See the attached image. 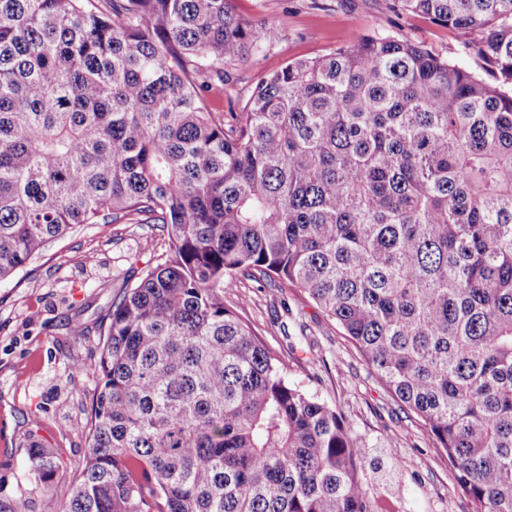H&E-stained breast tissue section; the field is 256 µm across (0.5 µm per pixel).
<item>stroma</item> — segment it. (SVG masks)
I'll use <instances>...</instances> for the list:
<instances>
[{
  "label": "stroma",
  "mask_w": 512,
  "mask_h": 512,
  "mask_svg": "<svg viewBox=\"0 0 512 512\" xmlns=\"http://www.w3.org/2000/svg\"><path fill=\"white\" fill-rule=\"evenodd\" d=\"M246 19L271 18L280 40L231 66V84L213 82L209 111H242L259 78L286 63L329 53L368 36L407 38L470 66L455 34L397 0H233ZM168 251L152 224H82L47 245L27 267L0 280V499L17 512H63L85 463L86 423L97 381L90 366L102 347L112 300ZM233 307L284 364L290 381L335 405L344 424L376 449L384 480L360 475L385 512H472L442 448L398 402L316 305L293 288L224 281ZM54 448L63 465L52 494L26 476L29 443Z\"/></svg>",
  "instance_id": "35a3bbf8"
}]
</instances>
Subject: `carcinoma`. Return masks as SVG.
Segmentation results:
<instances>
[{"mask_svg":"<svg viewBox=\"0 0 512 512\" xmlns=\"http://www.w3.org/2000/svg\"><path fill=\"white\" fill-rule=\"evenodd\" d=\"M0 0V279L76 224H160L112 301L85 467L63 512H378L336 408L224 305L297 288L448 456L473 512H512V0H400L477 68L366 37L260 79L281 38L231 0ZM27 475L59 468L35 440Z\"/></svg>","mask_w":512,"mask_h":512,"instance_id":"cac0c4a2","label":"carcinoma"}]
</instances>
